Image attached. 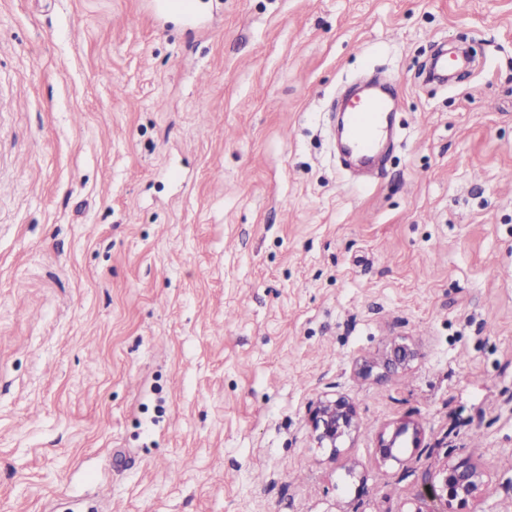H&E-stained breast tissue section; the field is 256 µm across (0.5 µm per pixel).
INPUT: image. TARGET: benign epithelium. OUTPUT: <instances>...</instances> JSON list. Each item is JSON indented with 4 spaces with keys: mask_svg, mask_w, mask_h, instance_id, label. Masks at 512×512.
I'll return each mask as SVG.
<instances>
[{
    "mask_svg": "<svg viewBox=\"0 0 512 512\" xmlns=\"http://www.w3.org/2000/svg\"><path fill=\"white\" fill-rule=\"evenodd\" d=\"M415 351L406 343L392 346L387 363L404 365L413 360ZM308 420L313 439L318 448L330 449V457L336 458L340 443L356 425V412L353 404L343 396L319 399L308 409ZM412 432V443L418 445L420 431L409 428V424L399 425L391 439L380 441L379 453L382 459L394 458L397 439ZM483 476L482 470L475 463L463 460L452 467H446L435 477L431 494L443 501L458 500L465 502L473 496Z\"/></svg>",
    "mask_w": 512,
    "mask_h": 512,
    "instance_id": "obj_1",
    "label": "benign epithelium"
}]
</instances>
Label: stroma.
I'll return each instance as SVG.
<instances>
[{
	"label": "stroma",
	"instance_id": "stroma-1",
	"mask_svg": "<svg viewBox=\"0 0 512 512\" xmlns=\"http://www.w3.org/2000/svg\"><path fill=\"white\" fill-rule=\"evenodd\" d=\"M192 2L0 0V512H512V0ZM378 75L364 180L333 116ZM308 420L316 448H330V457H336L340 443L356 425L353 404L343 396L319 399L308 409ZM483 476L482 470L475 463L463 460L449 467L448 465L435 477L431 494L448 503V500L465 502L473 496Z\"/></svg>",
	"mask_w": 512,
	"mask_h": 512
}]
</instances>
